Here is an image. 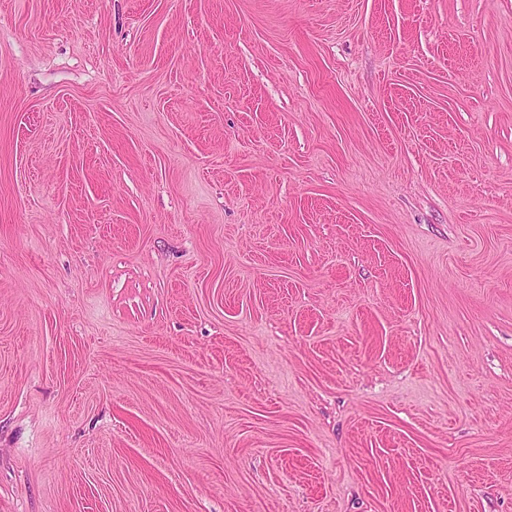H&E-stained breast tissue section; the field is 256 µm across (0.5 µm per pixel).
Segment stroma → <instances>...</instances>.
<instances>
[{
    "label": "stroma",
    "mask_w": 512,
    "mask_h": 512,
    "mask_svg": "<svg viewBox=\"0 0 512 512\" xmlns=\"http://www.w3.org/2000/svg\"><path fill=\"white\" fill-rule=\"evenodd\" d=\"M0 512H512V0H0Z\"/></svg>",
    "instance_id": "stroma-1"
}]
</instances>
